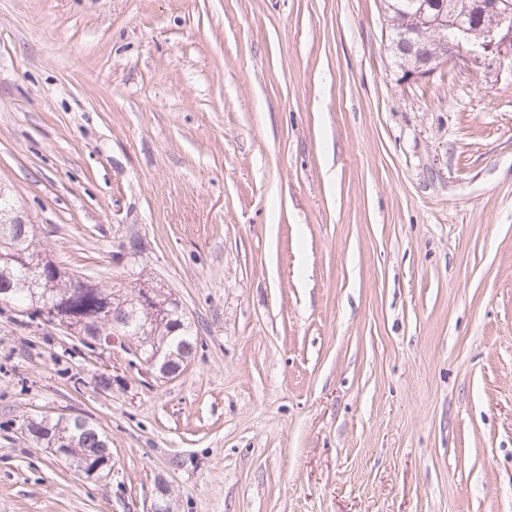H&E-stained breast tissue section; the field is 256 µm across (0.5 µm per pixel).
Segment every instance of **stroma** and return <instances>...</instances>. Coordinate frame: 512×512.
Segmentation results:
<instances>
[{
    "label": "stroma",
    "instance_id": "obj_1",
    "mask_svg": "<svg viewBox=\"0 0 512 512\" xmlns=\"http://www.w3.org/2000/svg\"><path fill=\"white\" fill-rule=\"evenodd\" d=\"M0 186L198 334L165 379L0 311V512H512V69L403 79L380 0H0ZM28 430L34 438L43 436L58 439L66 438L68 443L74 440V447L72 448H69L70 445L65 439L50 440L46 447L59 458L63 455L59 448H64V460L70 466H73L77 472L86 475L104 462L105 448V453L109 454L110 459L112 457L108 448L107 437L85 418L79 421V417H76L64 422L63 425L59 424V420L52 422L41 419L39 422L30 423Z\"/></svg>",
    "mask_w": 512,
    "mask_h": 512
}]
</instances>
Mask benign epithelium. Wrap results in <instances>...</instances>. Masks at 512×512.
Masks as SVG:
<instances>
[{
    "instance_id": "benign-epithelium-1",
    "label": "benign epithelium",
    "mask_w": 512,
    "mask_h": 512,
    "mask_svg": "<svg viewBox=\"0 0 512 512\" xmlns=\"http://www.w3.org/2000/svg\"><path fill=\"white\" fill-rule=\"evenodd\" d=\"M500 0H477L472 8L458 10L456 0H441L432 13L421 9L417 13L419 34L415 37L399 35L392 40L391 49L396 57L413 59L403 71L408 78H422L435 70L437 63H463L467 66L482 67L489 61L503 64L512 58V11L499 8ZM158 289L143 285L137 301L151 310L154 323L168 320L166 307L153 306V295ZM119 305L99 315L91 324L57 311L53 307L38 309L35 320L44 325L59 326L84 342L93 350H103L112 340L123 337L131 343L129 350L144 364L158 371L162 376L171 373V365L177 360L187 361L188 347L180 346L163 351H145L143 337L129 330L124 315V298L113 294Z\"/></svg>"
}]
</instances>
